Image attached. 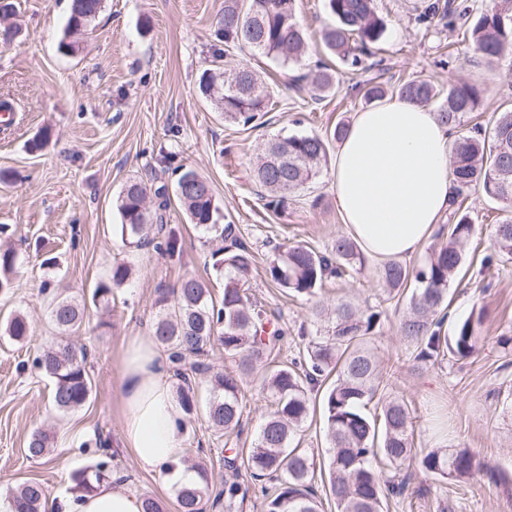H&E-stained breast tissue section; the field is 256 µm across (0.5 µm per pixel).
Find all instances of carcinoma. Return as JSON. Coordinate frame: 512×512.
<instances>
[{
	"label": "carcinoma",
	"mask_w": 512,
	"mask_h": 512,
	"mask_svg": "<svg viewBox=\"0 0 512 512\" xmlns=\"http://www.w3.org/2000/svg\"><path fill=\"white\" fill-rule=\"evenodd\" d=\"M103 0H70V11L60 49L70 54L80 50L74 36L84 32L98 17ZM335 19L325 28L322 42L340 60L354 67L361 56L383 33V22L375 10V0H328ZM455 19L466 16L452 3L432 0L418 15L426 23L434 17ZM217 33L227 49H248L252 54L270 57L284 64L298 65L308 53L305 31L296 17V0H224V13L217 21ZM469 50L472 57L488 64L512 53V0L483 13L472 28ZM235 77L225 78L227 70L216 58L199 82L201 95L213 102L224 119L250 125L267 108L270 92L249 67L234 69ZM320 93L336 89V76L325 65L300 76ZM393 93L418 105L438 101L440 90L426 79H413L390 89L372 84L364 92L370 101ZM477 90L469 85H454L438 104V120L455 130L465 114L476 109ZM288 153V165L273 168L268 161L278 153ZM326 140L318 135H291L270 141L255 167V178L268 192L267 206L278 208L288 194L315 179L327 162ZM454 196L457 203L473 185L487 197L512 212V112H503L491 132L477 125L460 134L451 152ZM176 196L191 223L201 228L206 240L221 242L213 250V267L224 278L222 300L216 302L206 284L185 277L169 295H159L161 315L152 326L151 336L166 348L177 366L195 359L190 370L176 369L179 377V401L190 415L195 410L196 392L210 390L206 419L216 431L242 426L244 392L242 380L261 374V385L274 405L260 432L249 448H227L224 468L227 475L222 488L214 493L208 483L199 482L177 490V512H207L208 504L224 503L232 512L235 503L246 498L248 489L239 481L240 470L250 471L262 486L265 512H320L321 497L315 486L317 455L307 448L292 446L297 431L314 409L312 394L320 393L321 418L327 443L328 480L324 494L336 512H384L387 499L403 492L404 481L383 478L380 464L397 471L417 467L440 480H475L487 473L488 463L468 448L448 451L412 448L413 417L409 403L397 396L382 400L378 412L370 416L366 407L382 394L384 375L375 355L367 348L383 311L373 307L356 308L338 302L329 333L308 337L304 363L277 362L285 341V331L273 323L267 311L252 296L250 274L254 254L235 235L231 224L217 223L219 205L210 182L193 170L184 171L177 182ZM170 206L165 187L155 190L142 180L127 182L117 199L121 216V240L124 246L139 249L155 244V249L172 253L176 240L165 236L163 212ZM474 231L468 217L453 216L437 234L427 260L407 267L388 261L378 268V276L388 292V300L408 298L409 313L400 323L402 336L415 345L414 360L433 363L440 357L455 361L470 358L477 348L478 332L484 321V308L454 324L451 334L442 331L447 309L448 290L454 276L464 265V247ZM512 256V218L495 228V250L482 259V268L490 270L503 256ZM364 258L355 240L336 237L325 251L303 244L291 245L271 260L268 274L286 293L312 299L325 280H344L359 272ZM131 269L125 264L112 267L107 282H100L92 293L93 302L107 305L112 290L126 283ZM85 307L56 296L51 302V318L60 330L34 359L33 366L53 381L52 404L67 413L84 406L93 395L94 381L87 369L89 352L76 347L67 333L81 327ZM5 333L20 341L31 333L23 315L11 317ZM215 348L224 351L232 368L218 369L205 362ZM50 437L42 431L31 434L27 456L45 457ZM101 457L76 475V490L90 493L95 486L113 477L106 446L99 442ZM12 512H51L49 492L40 482L27 480L11 490Z\"/></svg>",
	"instance_id": "1"
}]
</instances>
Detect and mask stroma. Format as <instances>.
<instances>
[{
    "mask_svg": "<svg viewBox=\"0 0 512 512\" xmlns=\"http://www.w3.org/2000/svg\"><path fill=\"white\" fill-rule=\"evenodd\" d=\"M426 2L376 0L384 32L372 55L354 69L323 46L321 31L334 21L327 0H297L309 42L302 65L284 66L245 51L225 59L229 67L252 66L275 101L257 125L243 126L225 120L198 90L203 70L223 47L216 22L224 0H104L83 50L73 56L59 48L70 0H17L11 19L17 38L0 46V99H9L19 117L12 132L0 134V173L10 177L0 182V243L12 245L18 262L9 286L0 288V322L20 313L33 333L22 343L0 333V491L36 479L54 500L65 499L75 492L74 473L96 461L95 442L102 437L128 490L176 512L175 488L143 472L121 446L122 341L149 333L159 295L181 278L201 279L216 300L224 280L213 268L211 246L201 242L202 230L178 203L164 214L177 241L174 254L125 247L118 194L133 179L156 178L172 194L182 170L206 177L223 223L234 225L255 254L251 289L286 331L281 360L303 357L302 335L318 328L311 305L284 294L266 268L277 247L305 242L322 251L346 227L328 165L310 187L289 194L285 208L266 207L253 169L268 141L315 134L328 139L329 154H336V125L367 109L364 87L373 81L396 85L420 76L443 91L452 81L473 85L479 107L465 116L469 127L492 128L500 112L512 108V58L490 67L472 59L463 29L417 22ZM319 60L336 73L335 92L324 96L301 79ZM45 131L50 138L43 149L30 151L29 142ZM462 199L474 235L448 301L457 319L467 318L473 307L485 309L480 349L470 359L415 363V347L399 329L406 306L385 301L379 260L366 258L349 282L327 281L319 293L328 307L339 300L383 304L371 350L383 367L385 395L402 396L411 406L415 447L470 448L495 469L494 477L477 482L409 474L406 490L390 498L388 512H512V420L501 414L512 393V261L479 275L504 214L481 188L469 189ZM117 263L130 266L132 277L115 289L105 311L91 305V292ZM60 290L86 304L84 322L71 340L88 349L95 382L92 400L65 414L52 406L50 378L30 367L56 333L49 304ZM269 411L258 383L250 382L241 431L213 433L200 408L185 416L186 453L205 463L213 489L224 482L225 448L250 447ZM38 429L50 434L52 452L32 460L26 445Z\"/></svg>",
    "mask_w": 512,
    "mask_h": 512,
    "instance_id": "1",
    "label": "stroma"
}]
</instances>
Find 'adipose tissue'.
<instances>
[{"label": "adipose tissue", "mask_w": 512, "mask_h": 512, "mask_svg": "<svg viewBox=\"0 0 512 512\" xmlns=\"http://www.w3.org/2000/svg\"><path fill=\"white\" fill-rule=\"evenodd\" d=\"M453 138L425 107L393 99L356 113L336 154L332 190L349 235L370 257L403 259L432 236L448 210ZM167 353L152 337L124 340L118 389L123 445L139 467L189 485L181 468L186 427ZM66 512H143L142 501L111 481L70 502Z\"/></svg>", "instance_id": "ef3b65f1"}]
</instances>
